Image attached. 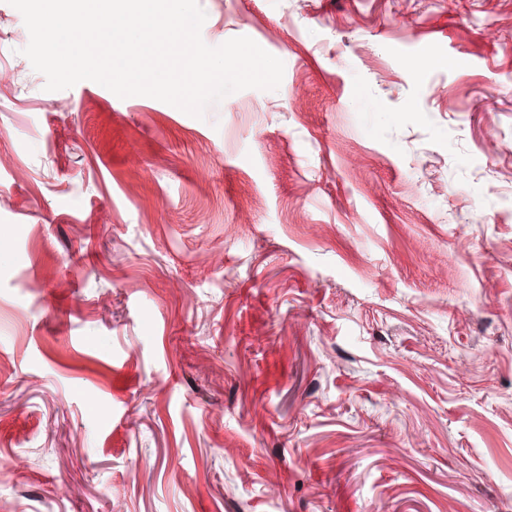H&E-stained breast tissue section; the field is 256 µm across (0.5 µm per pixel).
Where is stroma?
Listing matches in <instances>:
<instances>
[{
    "label": "stroma",
    "instance_id": "stroma-1",
    "mask_svg": "<svg viewBox=\"0 0 512 512\" xmlns=\"http://www.w3.org/2000/svg\"><path fill=\"white\" fill-rule=\"evenodd\" d=\"M200 5L201 120L0 0V512H512V0Z\"/></svg>",
    "mask_w": 512,
    "mask_h": 512
}]
</instances>
